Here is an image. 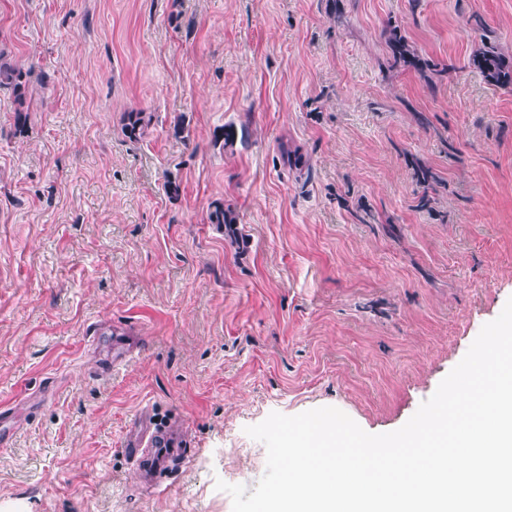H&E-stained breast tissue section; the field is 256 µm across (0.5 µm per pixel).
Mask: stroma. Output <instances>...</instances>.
<instances>
[{
  "label": "stroma",
  "instance_id": "1",
  "mask_svg": "<svg viewBox=\"0 0 512 512\" xmlns=\"http://www.w3.org/2000/svg\"><path fill=\"white\" fill-rule=\"evenodd\" d=\"M390 25L444 74L393 66ZM485 45L512 57V0H0V58L32 73L24 130L0 87V512H232L216 483L255 489L270 413L402 427L512 298ZM140 413L185 465L138 473Z\"/></svg>",
  "mask_w": 512,
  "mask_h": 512
}]
</instances>
